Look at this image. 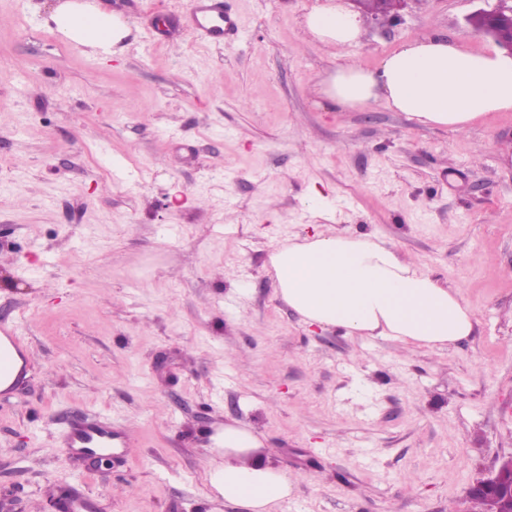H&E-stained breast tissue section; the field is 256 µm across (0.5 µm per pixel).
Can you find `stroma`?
<instances>
[{
    "label": "stroma",
    "mask_w": 512,
    "mask_h": 512,
    "mask_svg": "<svg viewBox=\"0 0 512 512\" xmlns=\"http://www.w3.org/2000/svg\"><path fill=\"white\" fill-rule=\"evenodd\" d=\"M66 2L0 0V322L37 363L0 399V512H51L52 486L96 512H247L211 497L227 423L294 479L279 512H472L512 455V112L454 132L319 86L424 38L493 50L467 19L494 0L394 20L344 0L346 49L302 25L323 0H230L242 34L207 46L192 0H75L126 26L109 48L57 31ZM327 228L459 286L472 333L410 351L306 323L270 257ZM94 414L133 434L108 467L60 443Z\"/></svg>",
    "instance_id": "35a3bbf8"
}]
</instances>
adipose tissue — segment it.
<instances>
[{"label": "adipose tissue", "mask_w": 512, "mask_h": 512, "mask_svg": "<svg viewBox=\"0 0 512 512\" xmlns=\"http://www.w3.org/2000/svg\"><path fill=\"white\" fill-rule=\"evenodd\" d=\"M55 22L66 36L102 48L125 35L120 20L96 12L70 10ZM304 25L318 41L337 47L352 46L362 35L360 20L342 0H324ZM319 92L342 110L380 100L418 123L463 131L483 115L512 111V56L427 38L401 45L373 71L339 66ZM271 262L289 306L323 328L381 336L412 349L441 348L473 329L458 289L413 269L378 239L318 232L282 247ZM214 444L219 460L209 474L212 490L248 512H277L293 485L267 461L256 434L229 424Z\"/></svg>", "instance_id": "ef3b65f1"}]
</instances>
